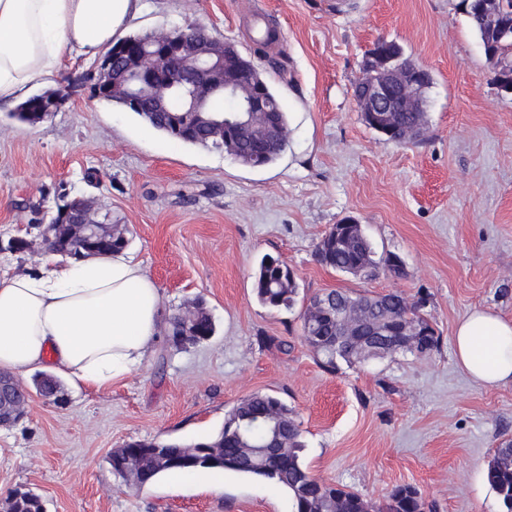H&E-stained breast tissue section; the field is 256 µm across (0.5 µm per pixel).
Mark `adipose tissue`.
<instances>
[{
  "label": "adipose tissue",
  "mask_w": 512,
  "mask_h": 512,
  "mask_svg": "<svg viewBox=\"0 0 512 512\" xmlns=\"http://www.w3.org/2000/svg\"><path fill=\"white\" fill-rule=\"evenodd\" d=\"M144 7L143 0H0V102L45 85L64 58L96 57ZM161 325L160 292L124 250L0 273V370L49 360L57 373L105 390L143 364ZM452 343L475 382L512 383V319L473 310Z\"/></svg>",
  "instance_id": "obj_1"
}]
</instances>
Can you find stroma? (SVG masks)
Returning a JSON list of instances; mask_svg holds the SVG:
<instances>
[{
    "mask_svg": "<svg viewBox=\"0 0 512 512\" xmlns=\"http://www.w3.org/2000/svg\"><path fill=\"white\" fill-rule=\"evenodd\" d=\"M195 22L263 66L288 117L274 164L254 169L172 141L93 97V59H64L53 83L71 94L42 122L0 104V242L28 236L62 193L93 198L128 226L164 316L200 301L215 324L185 350L161 336L109 389L64 379L59 400L33 395L21 423L0 427V503L20 489L44 512H292L264 478L228 472L218 490L162 479L139 489L108 463L133 439L214 435L239 400L266 392L293 410L314 478L374 503L409 484L430 512H503L485 471L512 440V384L473 381L455 362L452 331L476 308L512 318V95L460 0H147L130 31ZM380 38L432 78L423 131L405 144L369 129L353 101ZM347 218L377 255H399L402 276L318 262V242ZM266 255L293 270L300 303L339 288L401 292L420 302L439 345L325 370L301 338L300 308L258 301L253 271Z\"/></svg>",
    "mask_w": 512,
    "mask_h": 512,
    "instance_id": "stroma-1",
    "label": "stroma"
}]
</instances>
